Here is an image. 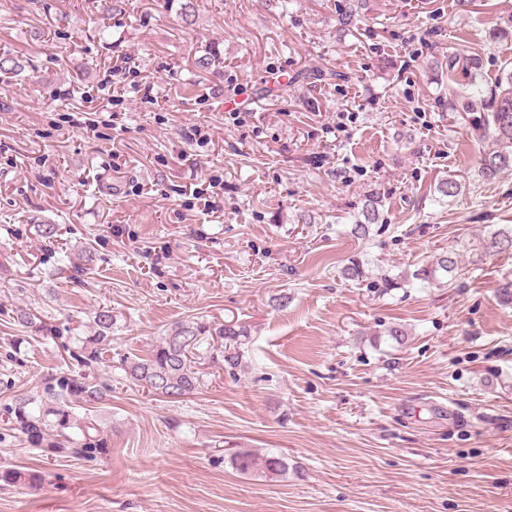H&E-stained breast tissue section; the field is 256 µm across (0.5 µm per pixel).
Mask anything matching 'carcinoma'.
<instances>
[{
  "label": "carcinoma",
  "mask_w": 512,
  "mask_h": 512,
  "mask_svg": "<svg viewBox=\"0 0 512 512\" xmlns=\"http://www.w3.org/2000/svg\"><path fill=\"white\" fill-rule=\"evenodd\" d=\"M507 87L497 86V91L486 97L481 91H461L456 94L457 103L463 112H479L476 129L488 137L497 149L481 158V176L486 181L496 179L502 172L512 168V71L501 77ZM379 196L371 195L362 207V218L356 220L352 233L364 237L369 225L380 220ZM512 249V231L498 229L490 232L479 242L481 254L495 255ZM458 261L448 253H440L414 276L429 285L441 284L440 273H452ZM19 322L34 332L48 333L47 327L36 314L23 311ZM115 324L112 311L101 309L94 317L93 334L84 338L76 349L69 350V357L77 365L88 367L103 360L106 347L112 339ZM219 338L224 343V361L234 368L242 358L241 348L248 339L244 327L222 325L215 327L197 319L173 323L160 337L152 353L145 357L126 358L122 370L126 379L142 390L169 399L183 398L193 394L201 384L196 370L197 359L204 352L203 346ZM112 398V388L87 380L86 375L63 376L49 381L43 387L41 407L34 411L31 398L20 397L14 405L6 408L3 422L7 429L16 431L25 441L35 447H43L49 453L62 452L70 443L67 430L76 428L81 432L78 452H101L107 440L97 427V410ZM84 410L82 416L75 408ZM232 467L241 474L260 473L279 477L288 474V458L273 453L259 454L252 450H239L230 455Z\"/></svg>",
  "instance_id": "obj_1"
}]
</instances>
